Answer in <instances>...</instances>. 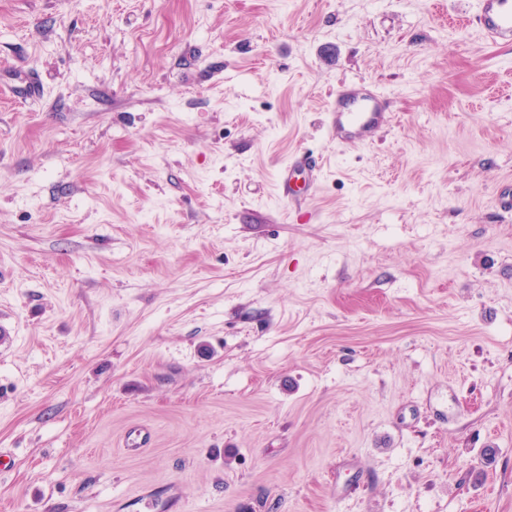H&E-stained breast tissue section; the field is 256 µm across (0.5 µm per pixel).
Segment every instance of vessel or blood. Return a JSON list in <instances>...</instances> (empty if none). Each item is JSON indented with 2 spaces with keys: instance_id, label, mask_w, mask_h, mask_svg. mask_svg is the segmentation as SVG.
I'll list each match as a JSON object with an SVG mask.
<instances>
[{
  "instance_id": "obj_1",
  "label": "vessel or blood",
  "mask_w": 512,
  "mask_h": 512,
  "mask_svg": "<svg viewBox=\"0 0 512 512\" xmlns=\"http://www.w3.org/2000/svg\"><path fill=\"white\" fill-rule=\"evenodd\" d=\"M480 33L495 44H512V0H476L474 15ZM330 137L342 145H367L389 124L387 96L371 81H341L326 107ZM301 172L303 186L292 183L294 172ZM321 175V164L312 155L297 156L277 173V187L287 201L304 202Z\"/></svg>"
}]
</instances>
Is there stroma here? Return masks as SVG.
<instances>
[{"label": "stroma", "mask_w": 512, "mask_h": 512, "mask_svg": "<svg viewBox=\"0 0 512 512\" xmlns=\"http://www.w3.org/2000/svg\"><path fill=\"white\" fill-rule=\"evenodd\" d=\"M474 10L0 0V512H512V45ZM354 78L392 120L340 146ZM330 137L342 145H368L389 124L387 96L371 81H340L329 97ZM294 171L303 175V187L292 184ZM321 175V164L311 154L297 156L292 163L281 167L277 173V187L281 197L288 202L302 203L309 192L317 186Z\"/></svg>", "instance_id": "obj_1"}]
</instances>
